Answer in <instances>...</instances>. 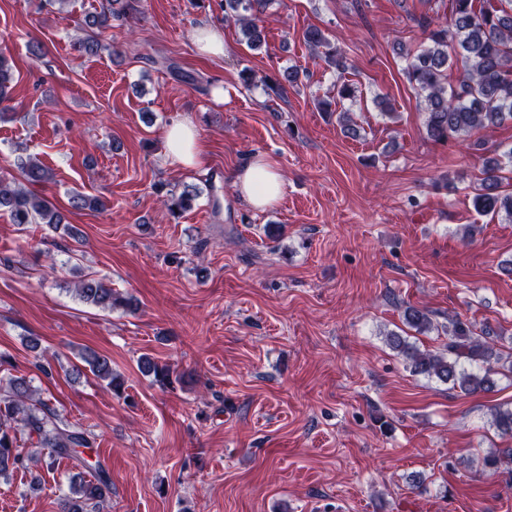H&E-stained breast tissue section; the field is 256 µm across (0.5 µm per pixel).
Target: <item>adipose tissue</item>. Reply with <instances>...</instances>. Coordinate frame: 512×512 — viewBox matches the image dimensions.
<instances>
[{
	"instance_id": "ef3b65f1",
	"label": "adipose tissue",
	"mask_w": 512,
	"mask_h": 512,
	"mask_svg": "<svg viewBox=\"0 0 512 512\" xmlns=\"http://www.w3.org/2000/svg\"><path fill=\"white\" fill-rule=\"evenodd\" d=\"M171 166L191 167L201 164L204 146L195 128L176 123L165 132ZM230 180L241 202L262 212L273 207L284 194V182L274 162L261 155L248 157L230 174Z\"/></svg>"
}]
</instances>
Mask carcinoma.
Wrapping results in <instances>:
<instances>
[{"instance_id":"1","label":"carcinoma","mask_w":512,"mask_h":512,"mask_svg":"<svg viewBox=\"0 0 512 512\" xmlns=\"http://www.w3.org/2000/svg\"><path fill=\"white\" fill-rule=\"evenodd\" d=\"M121 0H109L101 11L86 16L85 23L93 29L76 44L83 55L96 56L106 48L102 34L112 27V20L126 14L114 8ZM270 0H224V18L240 23L251 49L264 41L258 25ZM449 23L437 24L423 16L420 24L426 33L427 45L407 67V77L425 101V126L429 137L446 142L456 135L498 126L512 121V0H448ZM304 42L310 51L321 53L328 66L342 73L347 68L344 51L330 43L323 31L308 27ZM11 80L8 59L0 53V102L6 99ZM352 83L336 85V96L318 101L325 110L332 103L341 104L356 98ZM512 164V147L502 154L485 159L486 177L482 192L474 200L482 213L505 212L512 216V192L503 189L502 159ZM18 176L0 177V212L9 214L15 224H46L54 229L64 223L55 204L39 196L26 185L52 180V173L35 159L17 161ZM200 192L193 186L180 194H170L171 213L192 207ZM76 291L80 299L104 310L136 308L133 297H121L102 279L88 276L80 280ZM404 323L416 333L426 335L439 331L433 312L408 306ZM487 330L476 332L472 323L458 317L448 320V341L437 350L420 349L398 333L387 336L388 345L405 358L414 376H422L447 385L464 394L491 392L497 385L499 364L503 355L489 342ZM90 372L113 392L119 394L124 380L112 370V360L95 351L81 356ZM142 374L154 377L163 386L174 383L167 366L158 365L148 355L138 362ZM493 424L504 436L512 437V409L493 412ZM35 440L36 452L20 450V438ZM87 433L64 422L44 400L36 399L23 376L8 378L0 386V476L29 464L43 462L52 466L61 458H76L81 449L90 447ZM512 464V448L490 451L482 458V470L496 474ZM112 493L109 475L101 468L87 480L79 475L72 479L69 493L60 503V512H100Z\"/></svg>"}]
</instances>
